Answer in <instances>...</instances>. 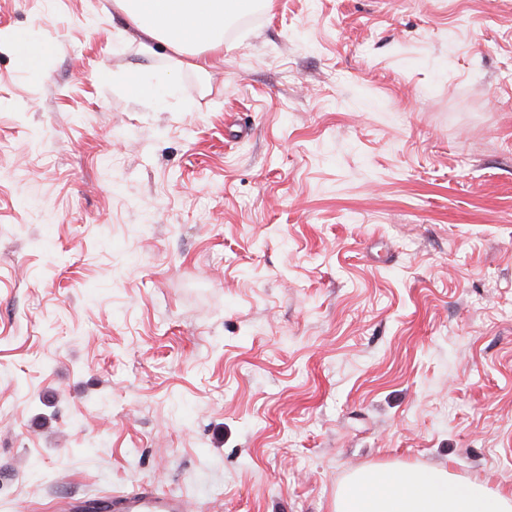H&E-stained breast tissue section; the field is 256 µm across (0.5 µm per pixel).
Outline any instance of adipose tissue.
Masks as SVG:
<instances>
[{"mask_svg":"<svg viewBox=\"0 0 512 512\" xmlns=\"http://www.w3.org/2000/svg\"><path fill=\"white\" fill-rule=\"evenodd\" d=\"M129 39L148 54L169 51L176 66L223 55L232 23L257 0H113ZM333 512H512V492L451 475L443 467L372 466L338 487Z\"/></svg>","mask_w":512,"mask_h":512,"instance_id":"adipose-tissue-1","label":"adipose tissue"}]
</instances>
